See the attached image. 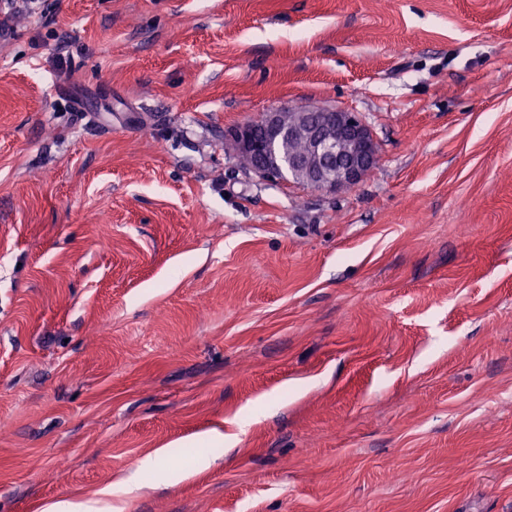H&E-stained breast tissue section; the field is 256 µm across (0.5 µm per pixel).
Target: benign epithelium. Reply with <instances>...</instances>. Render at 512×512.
I'll list each match as a JSON object with an SVG mask.
<instances>
[{"label": "benign epithelium", "mask_w": 512, "mask_h": 512, "mask_svg": "<svg viewBox=\"0 0 512 512\" xmlns=\"http://www.w3.org/2000/svg\"><path fill=\"white\" fill-rule=\"evenodd\" d=\"M285 140L303 142L304 150L284 152ZM224 147L249 158L248 172L262 181L330 194L356 186L378 160L373 132L358 113L321 105L263 112L225 130Z\"/></svg>", "instance_id": "benign-epithelium-1"}]
</instances>
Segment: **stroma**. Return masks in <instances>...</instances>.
Segmentation results:
<instances>
[{
	"mask_svg": "<svg viewBox=\"0 0 512 512\" xmlns=\"http://www.w3.org/2000/svg\"><path fill=\"white\" fill-rule=\"evenodd\" d=\"M51 2L0 42V512H512V0ZM297 104L376 169L225 152ZM296 109L298 112H293ZM288 144L285 153L281 143ZM301 141L304 150L300 149ZM224 147L251 160L247 170L267 182L301 183L325 193L347 190L370 172L378 147L370 127L344 108L300 105L264 112L224 131Z\"/></svg>",
	"mask_w": 512,
	"mask_h": 512,
	"instance_id": "1",
	"label": "stroma"
}]
</instances>
